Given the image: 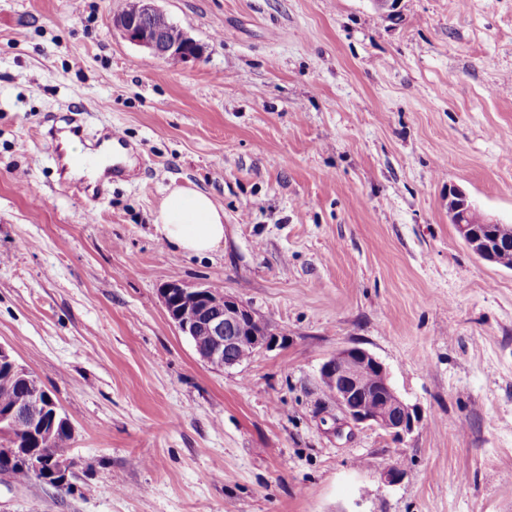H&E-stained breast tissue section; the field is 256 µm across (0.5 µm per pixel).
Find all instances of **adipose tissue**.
Here are the masks:
<instances>
[{
  "mask_svg": "<svg viewBox=\"0 0 512 512\" xmlns=\"http://www.w3.org/2000/svg\"><path fill=\"white\" fill-rule=\"evenodd\" d=\"M62 147L69 173L74 177H99L111 165V145L90 151L70 139ZM155 227L168 244L188 255L203 256L213 252L224 240V210L210 195L193 186H176L161 203Z\"/></svg>",
  "mask_w": 512,
  "mask_h": 512,
  "instance_id": "obj_1",
  "label": "adipose tissue"
}]
</instances>
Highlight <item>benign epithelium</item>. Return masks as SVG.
<instances>
[{"mask_svg":"<svg viewBox=\"0 0 512 512\" xmlns=\"http://www.w3.org/2000/svg\"><path fill=\"white\" fill-rule=\"evenodd\" d=\"M158 12L160 9L155 6V0H141L139 16L117 15L113 24L127 41L145 50L154 60L175 58L187 63L197 59L200 48L182 29H156L147 24V19ZM448 220L474 254L497 263L501 245L484 233L493 220L482 214L458 189L448 192ZM160 296L168 318L183 334L209 337L208 346L198 354L202 361L214 368L236 366L224 351L243 339L249 340L257 353L279 346V338L266 328V321L236 296L208 287L188 288L177 282L164 285ZM185 308L193 310L189 320L182 316ZM369 369L376 374L377 391L374 395L363 392V376ZM15 370L28 381L35 395H43L45 409L52 410L47 416L34 417L41 432L47 436L52 434L58 405L49 394L43 393V388L29 371L18 364ZM320 378L348 423L376 426L402 441L413 434L422 422L421 408L407 403L396 392L385 365L364 348L347 347L336 351L321 365ZM13 452L24 459L28 471L34 476L68 474L67 465L58 450L52 454L37 455L26 454L21 448H15Z\"/></svg>","mask_w":512,"mask_h":512,"instance_id":"1","label":"benign epithelium"}]
</instances>
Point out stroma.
<instances>
[{"label":"stroma","mask_w":512,"mask_h":512,"mask_svg":"<svg viewBox=\"0 0 512 512\" xmlns=\"http://www.w3.org/2000/svg\"><path fill=\"white\" fill-rule=\"evenodd\" d=\"M123 3L0 0V344L72 426L67 484L0 472V512H512V270L448 222L456 187L512 224V0H156L187 63L125 40ZM72 107L129 147L96 200L41 137ZM187 183L224 209L204 257L154 228ZM169 282L280 346L205 364ZM347 346L422 409L404 441L342 420L320 367Z\"/></svg>","instance_id":"1"}]
</instances>
